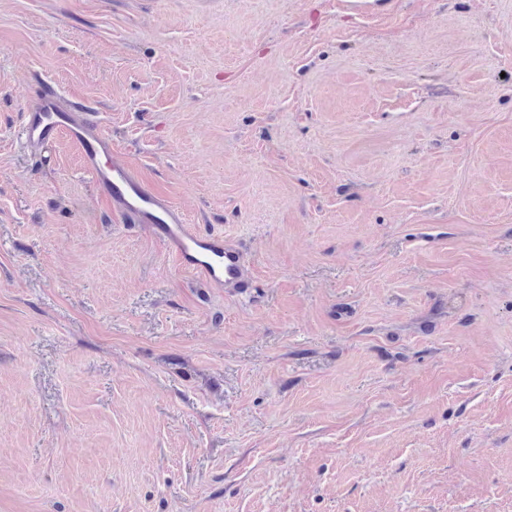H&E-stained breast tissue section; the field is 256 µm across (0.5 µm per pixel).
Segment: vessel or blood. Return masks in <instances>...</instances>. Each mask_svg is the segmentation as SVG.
I'll list each match as a JSON object with an SVG mask.
<instances>
[{
  "label": "vessel or blood",
  "instance_id": "1",
  "mask_svg": "<svg viewBox=\"0 0 512 512\" xmlns=\"http://www.w3.org/2000/svg\"><path fill=\"white\" fill-rule=\"evenodd\" d=\"M26 142L38 148L66 136L80 150L82 165L121 223L142 224L178 265L213 288L250 287L243 252L231 239L189 223L184 210L157 191L131 165L113 160L112 139L95 114L66 98L50 82L28 96L23 116Z\"/></svg>",
  "mask_w": 512,
  "mask_h": 512
}]
</instances>
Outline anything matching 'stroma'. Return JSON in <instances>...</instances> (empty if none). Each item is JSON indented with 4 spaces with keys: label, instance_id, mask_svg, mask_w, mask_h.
Wrapping results in <instances>:
<instances>
[{
    "label": "stroma",
    "instance_id": "stroma-1",
    "mask_svg": "<svg viewBox=\"0 0 512 512\" xmlns=\"http://www.w3.org/2000/svg\"><path fill=\"white\" fill-rule=\"evenodd\" d=\"M374 2L0 0V512H512V0ZM43 76L249 292L25 147Z\"/></svg>",
    "mask_w": 512,
    "mask_h": 512
}]
</instances>
